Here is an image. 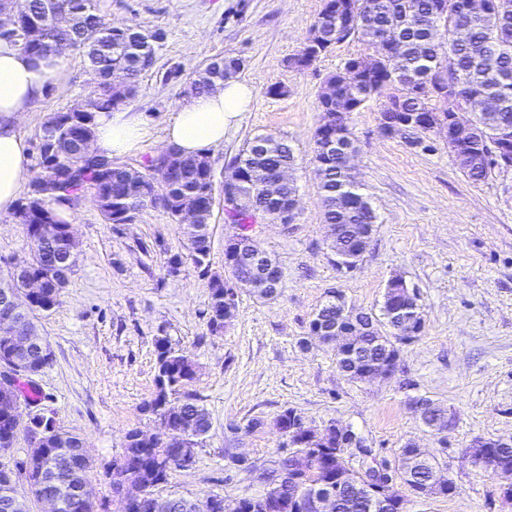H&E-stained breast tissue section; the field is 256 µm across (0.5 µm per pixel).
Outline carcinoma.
<instances>
[{"instance_id": "1", "label": "carcinoma", "mask_w": 512, "mask_h": 512, "mask_svg": "<svg viewBox=\"0 0 512 512\" xmlns=\"http://www.w3.org/2000/svg\"><path fill=\"white\" fill-rule=\"evenodd\" d=\"M34 15L41 18L45 27V42L22 43L23 52L34 57H47L53 52V45L65 41L71 48L84 53V48L102 42L105 50L89 59V66L96 78L100 91L88 103L85 113L78 116L76 125L94 134L97 118L104 112L133 97L138 88L140 75L149 70L155 62L156 48L152 41H130L124 35L112 32L96 13L94 0H29ZM507 9H493L489 12L469 13L461 9V0H325L324 7L314 25L321 27V35L311 43H304L292 58L291 65L305 69L338 43L356 39L369 48L376 47L378 38L384 34L393 40L394 59L387 61L377 70L364 65L363 55L357 54L346 59L336 73L326 81L336 83V99H318L319 112H334L343 107L347 112H357L373 97L387 94V100H396L403 112H415L427 122L447 113L444 109L447 94L463 99L482 96L495 101V105L472 112L470 122L471 152L459 158V167L472 181H480L495 168L504 169L494 155L499 136H512V38L505 39L501 32L512 30V0H506ZM61 3L67 4L84 19V25L77 29L59 30L52 26L51 16ZM442 26L448 31L458 27L466 29L467 36L455 42L439 43L433 28ZM240 59L226 56L212 61L205 75L194 82V94L210 92L216 83L233 77L241 68ZM451 70L458 83H447V92L440 93L429 85V76L439 70ZM330 136L329 130L317 126L314 132L315 175L322 192V220L335 226V236L330 248L336 253H346L359 248L353 240L351 228L356 224H375L376 216L369 201L358 190V185L342 161L343 151H323L322 142ZM44 161L51 169L70 171V179L61 183L58 189L46 195V201L72 200L87 189L93 191V200L109 224H122L124 219L114 215L112 196L121 195L130 199L134 210L148 207L161 208L172 219L183 208L199 212L201 237L190 240V256L194 264L209 267L211 251L210 221L213 216V183L209 179L211 163L204 154L180 156L182 178L179 183L166 188L161 171L149 158L143 171L135 178H128L123 171L112 168L103 172L91 156L66 153L62 156L46 157ZM295 155L288 142L271 135H257L247 142L245 149L234 160L236 173L241 176L239 184V212L228 216V220L249 235L253 219L250 211L257 205H264L268 218L274 220L279 212L298 196L294 181L283 184L278 196L267 198L261 192V183L274 179L281 169L295 166ZM44 208L26 207L19 203L15 214L21 216L31 241L29 257L22 259L28 268L40 274L49 266L52 249L46 237L40 233L45 224ZM404 280L392 278L384 294L379 312H366L373 332L379 341H368L356 352H336V366L344 375L357 380L363 379L371 369L389 365L397 359L399 350L382 328H394L397 324L395 312L401 307L403 294L400 285ZM210 301L208 304L207 326L210 332L220 333L224 323L219 321L224 310V280L213 277L209 282ZM61 292L51 282H46L41 293L32 301L21 319L29 322L42 312H49L59 304ZM340 312L336 296L329 300L315 314L314 321L334 324ZM158 373L156 395L146 405L154 413L163 412L167 421L178 431L179 440L165 444L156 439L150 443L132 431L127 435L125 448V478L138 482L144 487L139 499L123 504V512H151L152 502L160 499L159 487L168 480L170 467L167 458L173 455L185 442L195 446L210 430L211 417L207 409L199 404L197 396L185 391L193 380L195 363L189 355L174 347L167 337L155 340ZM36 383L18 380L10 391L0 394V450L14 445L19 429L12 419L11 399L22 398L35 405L40 400L33 397ZM178 394L181 399L170 404L167 398ZM43 433V451L29 454L23 463L27 480L32 488L42 490L54 486L76 488L87 497V512H94L92 492L84 467L69 471L61 469L59 459L73 452V442L79 435L63 431L56 426L53 418L37 410L28 418L24 432ZM327 447L329 451L316 453L300 447L288 457H280L270 477L278 471L288 472V498L304 484V478L320 480L324 487L332 490L337 498V512H381L371 505L362 476L351 472L346 458L336 453V432H331ZM412 450L404 447L400 458L409 466ZM411 467V466H409ZM351 473L349 480L336 484V471ZM442 479L437 463L423 461L405 472L404 484L418 493L422 486L432 479ZM212 512H264L261 497L243 498L227 503L220 496L209 498Z\"/></svg>"}]
</instances>
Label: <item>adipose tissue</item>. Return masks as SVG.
<instances>
[{"label":"adipose tissue","mask_w":512,"mask_h":512,"mask_svg":"<svg viewBox=\"0 0 512 512\" xmlns=\"http://www.w3.org/2000/svg\"><path fill=\"white\" fill-rule=\"evenodd\" d=\"M59 57L36 60L0 44V217L12 214L29 173L27 143L20 131L24 113L46 91L59 69ZM252 89L229 79L210 93L193 97L175 112L166 131L167 146L191 155L224 141L228 131L249 111ZM149 132L136 115L114 110L96 122L93 149L112 157L138 152Z\"/></svg>","instance_id":"ef3b65f1"}]
</instances>
